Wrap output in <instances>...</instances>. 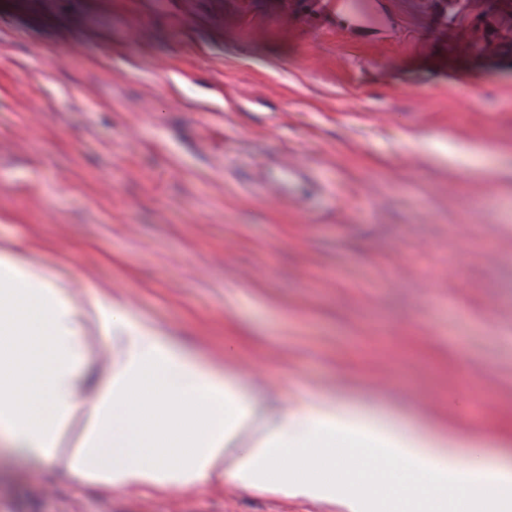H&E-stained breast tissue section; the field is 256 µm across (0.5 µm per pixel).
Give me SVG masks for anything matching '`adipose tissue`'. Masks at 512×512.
I'll list each match as a JSON object with an SVG mask.
<instances>
[{
  "mask_svg": "<svg viewBox=\"0 0 512 512\" xmlns=\"http://www.w3.org/2000/svg\"><path fill=\"white\" fill-rule=\"evenodd\" d=\"M70 285L0 241V434L68 476L123 491L203 484L271 491L338 512H512V462L457 453V436L299 390L257 397L133 317L75 304ZM114 353L81 393L90 330Z\"/></svg>",
  "mask_w": 512,
  "mask_h": 512,
  "instance_id": "1",
  "label": "adipose tissue"
}]
</instances>
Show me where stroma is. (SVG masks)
<instances>
[{
	"label": "stroma",
	"mask_w": 512,
	"mask_h": 512,
	"mask_svg": "<svg viewBox=\"0 0 512 512\" xmlns=\"http://www.w3.org/2000/svg\"><path fill=\"white\" fill-rule=\"evenodd\" d=\"M0 240L283 400L512 456V0H0ZM0 512L328 510L4 439Z\"/></svg>",
	"instance_id": "obj_1"
}]
</instances>
